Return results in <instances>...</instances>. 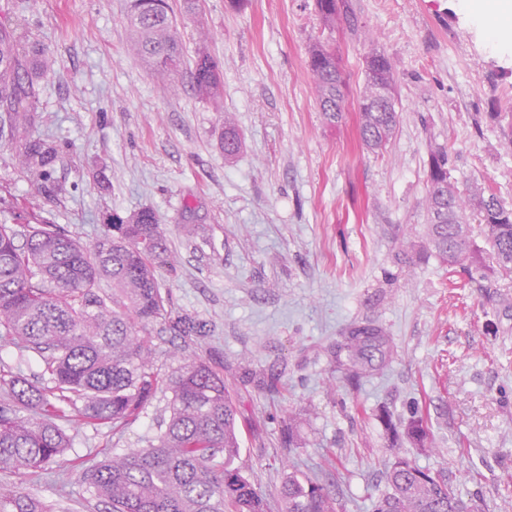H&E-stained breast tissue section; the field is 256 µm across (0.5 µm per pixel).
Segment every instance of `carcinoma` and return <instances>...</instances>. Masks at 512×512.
Segmentation results:
<instances>
[{"mask_svg": "<svg viewBox=\"0 0 512 512\" xmlns=\"http://www.w3.org/2000/svg\"><path fill=\"white\" fill-rule=\"evenodd\" d=\"M131 52L161 75L186 61L172 7L156 0H128ZM317 102L324 120L337 122L331 105L341 93L336 51L318 42L309 51ZM48 71L46 50L23 47L8 20L0 21V138L12 131L22 112L35 111L36 84ZM220 64L204 51L192 61L196 90L221 94ZM384 86L365 79L359 95V130L372 148L389 142L391 122L370 103ZM59 160L52 143L26 142L18 165L35 181L50 179ZM428 194L448 189V200L466 202L448 221L434 220L427 198L428 224L423 241L453 270L483 265L471 239L468 216L482 226L490 247V269L512 274V208L476 183L461 193L451 180L447 153H431ZM0 222V339L36 352L48 385L39 386L21 372H1L0 390L9 404L0 409V512H52L54 505L8 484L12 476L45 470L60 476L67 436L62 421L83 420L119 430L136 420L159 391L171 393L164 429L142 448L115 455L84 472L92 494L108 512H268L264 498L235 461L240 453L236 410L224 376L204 359L181 356L177 370L161 374L151 361L149 330L170 324L181 336H204L190 317L171 321L156 269L168 263L169 244L156 214L145 209L125 224H109L104 236L82 243L55 224L31 214L25 221ZM112 285L106 294L103 283ZM353 375L383 358L382 330L367 326L348 336ZM406 436L423 447L429 433L412 417ZM284 512H337L335 498L316 481L288 474L281 489ZM375 512H482L445 478L398 457L387 471L386 487Z\"/></svg>", "mask_w": 512, "mask_h": 512, "instance_id": "cac0c4a2", "label": "carcinoma"}]
</instances>
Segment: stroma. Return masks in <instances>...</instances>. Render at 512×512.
I'll return each instance as SVG.
<instances>
[{
  "mask_svg": "<svg viewBox=\"0 0 512 512\" xmlns=\"http://www.w3.org/2000/svg\"><path fill=\"white\" fill-rule=\"evenodd\" d=\"M186 60L221 64V96L194 89L189 69L159 76L130 50L125 0H34L9 21L53 64L37 108L0 142V197L26 201L84 243L112 215L154 211L174 264L158 270L173 316L205 324L184 338L156 326L152 361L173 351L224 376L237 410L244 475L282 512L289 475L313 478L340 512H373L395 456L442 472L486 512H512V278L449 273L420 246L430 151L451 159L459 190L478 183L512 206V153L493 115L512 113V49H492L456 0H347L325 27L315 0H169ZM335 48L349 83L337 126L318 110L311 45ZM383 53L396 80L395 133L362 144L357 96L364 59ZM232 119L242 141L225 160ZM53 142V179L13 166L30 138ZM375 325L393 350L377 372L349 378L337 345ZM168 392L114 433L68 422V512H104L85 467L142 447L168 418ZM426 420L432 442L394 439L388 424Z\"/></svg>",
  "mask_w": 512,
  "mask_h": 512,
  "instance_id": "stroma-1",
  "label": "stroma"
}]
</instances>
